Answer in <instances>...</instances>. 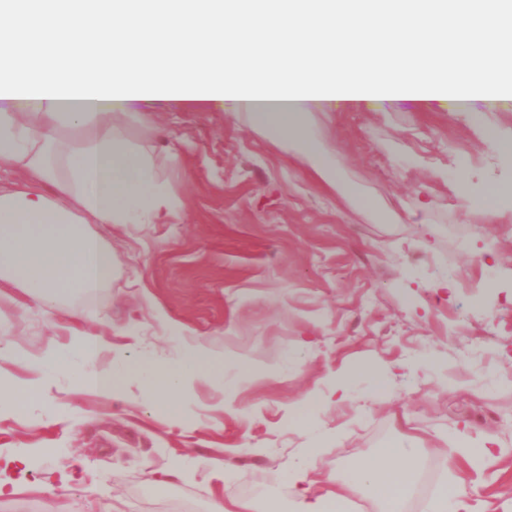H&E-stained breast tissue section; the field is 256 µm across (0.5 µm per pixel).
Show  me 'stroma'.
<instances>
[{"label":"stroma","mask_w":512,"mask_h":512,"mask_svg":"<svg viewBox=\"0 0 512 512\" xmlns=\"http://www.w3.org/2000/svg\"><path fill=\"white\" fill-rule=\"evenodd\" d=\"M158 123L117 121L176 199L169 221L104 232L112 276L93 294L0 300V344L75 354L87 332L96 369L121 374L101 390L0 355V383L24 396L0 402V482L23 488L0 512H211L218 499L293 512L296 470L343 480L410 428L437 487L464 423L470 442L503 447L468 473L469 512H512V205L491 218L471 204L491 186L512 196L496 148L512 143V104L310 112L365 207L246 118ZM199 346L218 370L189 378L172 410L127 368L142 358L162 375Z\"/></svg>","instance_id":"stroma-1"}]
</instances>
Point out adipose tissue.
<instances>
[{"label":"adipose tissue","mask_w":512,"mask_h":512,"mask_svg":"<svg viewBox=\"0 0 512 512\" xmlns=\"http://www.w3.org/2000/svg\"><path fill=\"white\" fill-rule=\"evenodd\" d=\"M0 0V166L57 195L0 183V287L36 299L91 293L112 256L94 224L164 222L175 200L116 117L205 108L292 143L353 204L361 194L305 129L308 112L512 101V0ZM272 24L259 56L249 25ZM360 461L321 489L293 478L298 512L370 491L401 506L420 457Z\"/></svg>","instance_id":"ef3b65f1"}]
</instances>
